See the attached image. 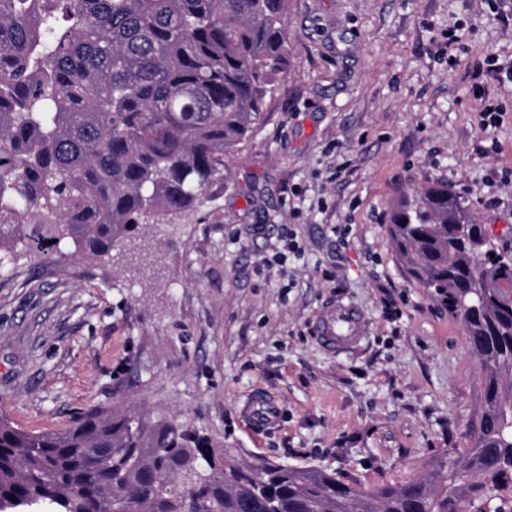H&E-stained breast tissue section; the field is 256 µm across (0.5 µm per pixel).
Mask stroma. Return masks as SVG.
Listing matches in <instances>:
<instances>
[{
	"mask_svg": "<svg viewBox=\"0 0 512 512\" xmlns=\"http://www.w3.org/2000/svg\"><path fill=\"white\" fill-rule=\"evenodd\" d=\"M283 90L202 205L65 267L0 265V412L29 430L100 405L186 423L238 459L364 487L429 476L468 447L482 377L461 324L403 271L391 203L447 182L494 234L512 227V0H288ZM462 46L448 53V30ZM354 305L363 333L313 324ZM262 392L271 428L242 416ZM360 313L350 305L336 303L325 310L316 322L315 334L319 343L336 351L352 343L362 333ZM281 413L279 405L263 393L253 394L247 399L243 415L248 424L257 430H263L276 422Z\"/></svg>",
	"mask_w": 512,
	"mask_h": 512,
	"instance_id": "1",
	"label": "stroma"
}]
</instances>
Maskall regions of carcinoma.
<instances>
[{
  "mask_svg": "<svg viewBox=\"0 0 512 512\" xmlns=\"http://www.w3.org/2000/svg\"><path fill=\"white\" fill-rule=\"evenodd\" d=\"M288 0H0V249L103 259L224 179L288 65ZM408 276L460 322L484 375L470 447L361 489L243 464L186 424L92 406L61 429L0 413V512H484L512 492V243L448 183L389 209Z\"/></svg>",
  "mask_w": 512,
  "mask_h": 512,
  "instance_id": "obj_1",
  "label": "carcinoma"
}]
</instances>
